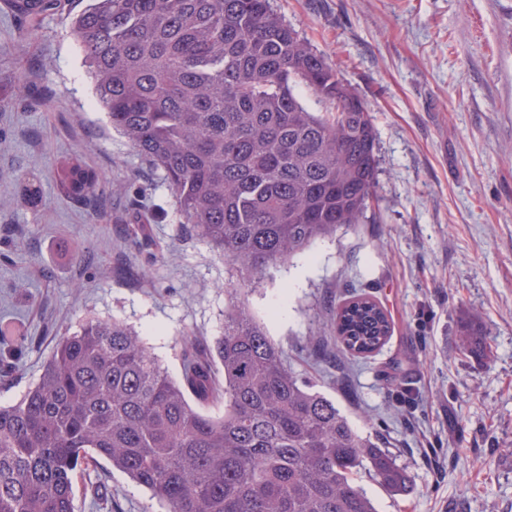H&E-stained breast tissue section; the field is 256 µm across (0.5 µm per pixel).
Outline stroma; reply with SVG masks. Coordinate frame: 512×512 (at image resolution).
I'll list each match as a JSON object with an SVG mask.
<instances>
[{"instance_id": "35a3bbf8", "label": "stroma", "mask_w": 512, "mask_h": 512, "mask_svg": "<svg viewBox=\"0 0 512 512\" xmlns=\"http://www.w3.org/2000/svg\"><path fill=\"white\" fill-rule=\"evenodd\" d=\"M271 4L370 113L377 202L365 223L269 269L249 309L292 371L409 472L411 492L395 497L357 474L377 512H512V0ZM26 26L0 7V403L89 318L127 324L181 380L186 344L213 345L237 276L112 129L66 14L45 15L28 42ZM72 153L102 180L94 203L57 193L56 162ZM139 214L144 236L131 232ZM361 294L392 322L367 356L335 340L339 306ZM466 315L487 357L461 353ZM311 336L319 354L304 349ZM74 505L164 512L104 462L78 477Z\"/></svg>"}]
</instances>
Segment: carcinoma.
Here are the masks:
<instances>
[{
  "label": "carcinoma",
  "mask_w": 512,
  "mask_h": 512,
  "mask_svg": "<svg viewBox=\"0 0 512 512\" xmlns=\"http://www.w3.org/2000/svg\"><path fill=\"white\" fill-rule=\"evenodd\" d=\"M9 2L31 32L69 6ZM72 34L112 128L160 172L178 223L243 285L364 223L377 176L371 115L270 0H90ZM298 84L330 111H308ZM56 172L67 197L100 191L76 157ZM391 332L367 297L336 314L352 354L377 351ZM460 341L487 353L471 320ZM99 458L166 512H375L360 471L395 496L412 487L388 450L288 368L235 287L221 335L206 358L185 357L180 383L120 321L89 319L59 337L38 382L0 405V512H74L75 479Z\"/></svg>",
  "instance_id": "obj_1"
}]
</instances>
